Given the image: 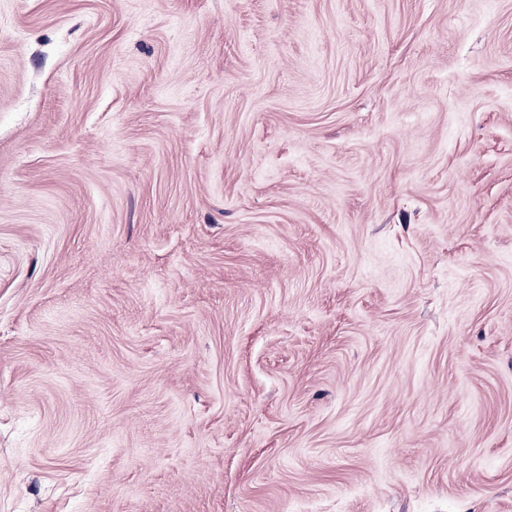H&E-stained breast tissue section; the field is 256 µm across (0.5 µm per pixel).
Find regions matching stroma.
Masks as SVG:
<instances>
[{
  "label": "stroma",
  "instance_id": "35a3bbf8",
  "mask_svg": "<svg viewBox=\"0 0 512 512\" xmlns=\"http://www.w3.org/2000/svg\"><path fill=\"white\" fill-rule=\"evenodd\" d=\"M0 512H512V0H0Z\"/></svg>",
  "mask_w": 512,
  "mask_h": 512
}]
</instances>
